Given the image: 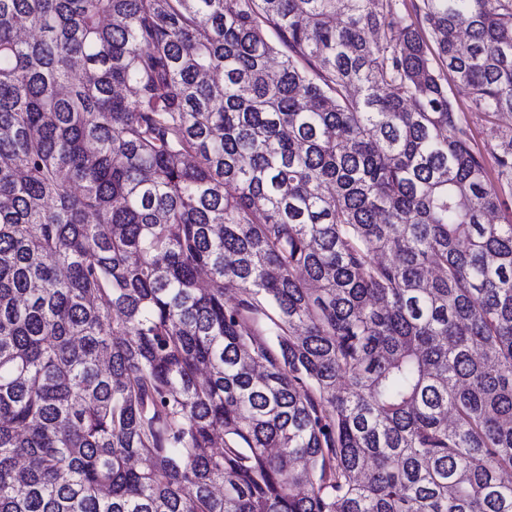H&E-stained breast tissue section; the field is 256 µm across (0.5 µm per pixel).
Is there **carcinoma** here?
<instances>
[{
	"label": "carcinoma",
	"instance_id": "1",
	"mask_svg": "<svg viewBox=\"0 0 512 512\" xmlns=\"http://www.w3.org/2000/svg\"><path fill=\"white\" fill-rule=\"evenodd\" d=\"M414 11L0 0V512H512V0ZM448 93L450 97L455 100L458 109L466 113L473 131L475 146L484 150L487 142H490L488 129L492 124L487 121L486 117L481 112H473L467 93L450 80H448Z\"/></svg>",
	"mask_w": 512,
	"mask_h": 512
}]
</instances>
